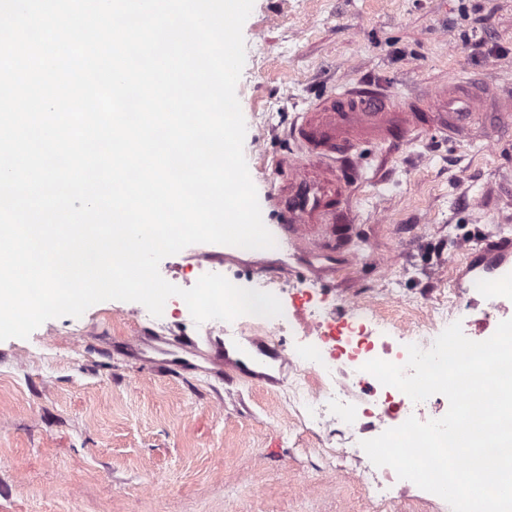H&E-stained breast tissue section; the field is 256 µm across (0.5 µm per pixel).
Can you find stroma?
Segmentation results:
<instances>
[{
    "label": "stroma",
    "mask_w": 512,
    "mask_h": 512,
    "mask_svg": "<svg viewBox=\"0 0 512 512\" xmlns=\"http://www.w3.org/2000/svg\"><path fill=\"white\" fill-rule=\"evenodd\" d=\"M485 37L487 51L464 47ZM246 59L236 94L244 155L258 195L294 151L286 132L300 112L341 90L379 87L397 97L448 78L512 84V0H254L243 26ZM352 190L348 243L357 256L307 273L282 247L237 252L229 274L284 284L295 303L332 306L375 288L420 304L457 287L460 241L512 231V209L488 205L512 177V130L495 145L434 136L401 146L366 142ZM211 247L164 258L168 282L192 287ZM397 254L386 271L378 256ZM109 300L78 318L46 321L29 338L0 341V512H373L355 461L323 451L326 431L302 427L288 401V368L261 359L264 376L207 357L170 374L144 334L205 339L190 312L131 317Z\"/></svg>",
    "instance_id": "obj_1"
}]
</instances>
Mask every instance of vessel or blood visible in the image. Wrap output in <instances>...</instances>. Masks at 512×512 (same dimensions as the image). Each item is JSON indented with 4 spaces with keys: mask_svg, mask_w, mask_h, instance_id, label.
<instances>
[{
    "mask_svg": "<svg viewBox=\"0 0 512 512\" xmlns=\"http://www.w3.org/2000/svg\"><path fill=\"white\" fill-rule=\"evenodd\" d=\"M512 127V88L451 79L407 97L365 89L330 96L302 113L292 129L299 154L277 159L285 181L264 201L279 214L276 237L316 259L331 257L347 236L351 190L358 179L363 142L405 144L425 134L494 137ZM467 268L476 276L512 281V232L466 245ZM512 319V298L500 295L481 309L473 333Z\"/></svg>",
    "mask_w": 512,
    "mask_h": 512,
    "instance_id": "obj_1",
    "label": "vessel or blood"
}]
</instances>
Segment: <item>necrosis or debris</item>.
I'll return each mask as SVG.
<instances>
[{"label": "necrosis or debris", "instance_id": "4bbe7bcc", "mask_svg": "<svg viewBox=\"0 0 512 512\" xmlns=\"http://www.w3.org/2000/svg\"><path fill=\"white\" fill-rule=\"evenodd\" d=\"M388 300L382 288L370 302L347 298V312L342 317L335 308L316 301L306 310L286 303L280 316L246 315L227 323L216 321L207 331L227 336H272L291 331L295 345L288 354L300 363L299 374L289 387L294 413L318 427H335L345 438L343 455L364 460L362 441L412 416L423 422L441 418L444 402L438 394L414 402L399 389L382 385L364 372L363 364L376 358L404 364L407 345L429 349L463 310L456 292L439 293L420 307L418 316L393 321L391 332L384 333L378 329L383 321L380 309ZM304 346L313 349V356H301ZM349 479L374 488L373 498L380 512H394L395 500L386 489L399 485L400 480L391 467L365 464Z\"/></svg>", "mask_w": 512, "mask_h": 512}]
</instances>
